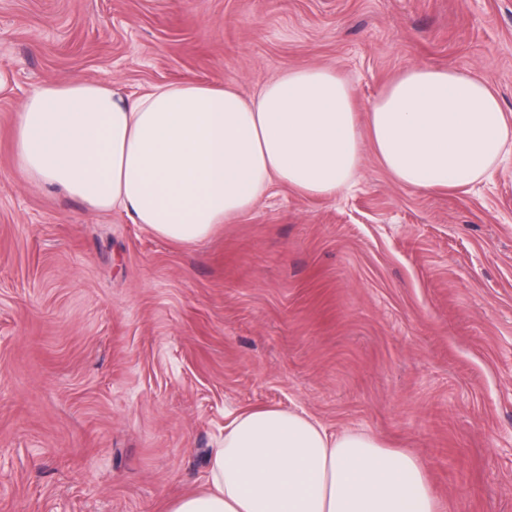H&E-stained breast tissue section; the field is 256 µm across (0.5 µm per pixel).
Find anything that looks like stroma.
<instances>
[{
	"label": "stroma",
	"instance_id": "obj_1",
	"mask_svg": "<svg viewBox=\"0 0 512 512\" xmlns=\"http://www.w3.org/2000/svg\"><path fill=\"white\" fill-rule=\"evenodd\" d=\"M512 114V0H0V512H166L228 413L279 408L417 455L446 512H512V157L467 191L279 186L181 245L25 181L48 80L252 94L335 69L358 116L410 66Z\"/></svg>",
	"mask_w": 512,
	"mask_h": 512
}]
</instances>
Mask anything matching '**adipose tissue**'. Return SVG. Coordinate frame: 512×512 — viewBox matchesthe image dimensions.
<instances>
[{
	"instance_id": "obj_1",
	"label": "adipose tissue",
	"mask_w": 512,
	"mask_h": 512,
	"mask_svg": "<svg viewBox=\"0 0 512 512\" xmlns=\"http://www.w3.org/2000/svg\"><path fill=\"white\" fill-rule=\"evenodd\" d=\"M369 137L398 183L466 190L512 155V115L483 79L411 66L358 121L336 70H286L252 95L234 81L186 78L128 92L52 80L14 119V168L93 212L120 213L191 245L251 211L276 186L332 198L350 185ZM166 512H443L426 468L367 430L332 432L293 411L235 414L206 489Z\"/></svg>"
}]
</instances>
